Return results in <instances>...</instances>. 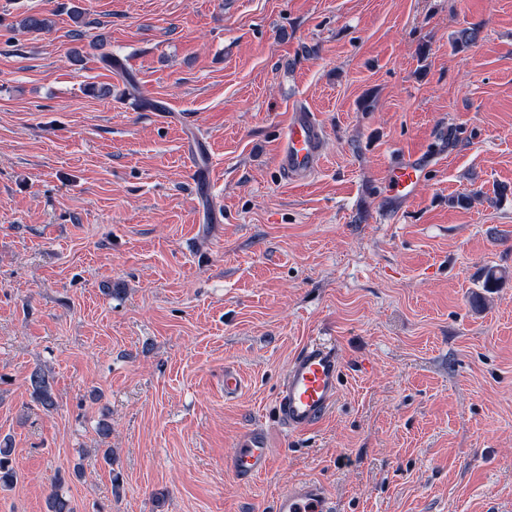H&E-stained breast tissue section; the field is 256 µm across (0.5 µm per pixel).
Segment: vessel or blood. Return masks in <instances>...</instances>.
Returning <instances> with one entry per match:
<instances>
[{"mask_svg":"<svg viewBox=\"0 0 512 512\" xmlns=\"http://www.w3.org/2000/svg\"><path fill=\"white\" fill-rule=\"evenodd\" d=\"M325 138V128L316 113L293 108L278 150L280 169L290 179L304 181L323 162ZM421 177L415 158L401 156L387 176V190L393 197H407ZM341 369L334 346L321 341L307 342L292 358L276 395L277 414L288 430L304 431L324 419L335 404ZM269 466L270 452L262 436L246 434L232 462L237 481L249 482ZM274 512H333V506L319 484L305 481L279 494Z\"/></svg>","mask_w":512,"mask_h":512,"instance_id":"vessel-or-blood-1","label":"vessel or blood"}]
</instances>
